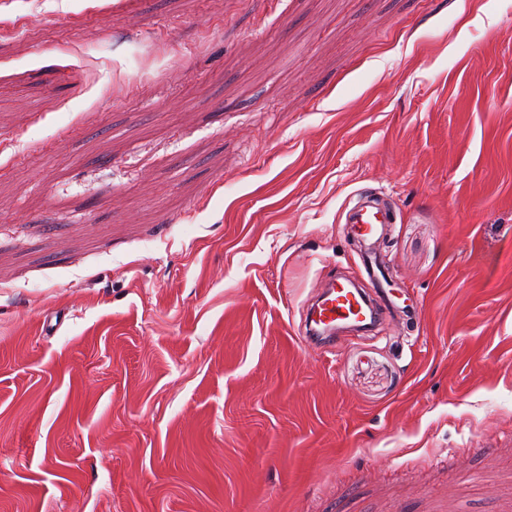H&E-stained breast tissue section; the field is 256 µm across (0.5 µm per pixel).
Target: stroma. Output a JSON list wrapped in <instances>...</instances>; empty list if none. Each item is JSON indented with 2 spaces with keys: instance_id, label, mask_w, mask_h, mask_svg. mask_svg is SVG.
Here are the masks:
<instances>
[{
  "instance_id": "35a3bbf8",
  "label": "stroma",
  "mask_w": 512,
  "mask_h": 512,
  "mask_svg": "<svg viewBox=\"0 0 512 512\" xmlns=\"http://www.w3.org/2000/svg\"><path fill=\"white\" fill-rule=\"evenodd\" d=\"M0 512H512V0H0ZM355 196L346 214V224H351L354 236L364 242L380 237L385 226L393 223L392 211L370 195L359 193ZM364 288H351L335 278L323 287L306 319L307 335L312 340L330 342L344 328L365 330L381 318Z\"/></svg>"
}]
</instances>
